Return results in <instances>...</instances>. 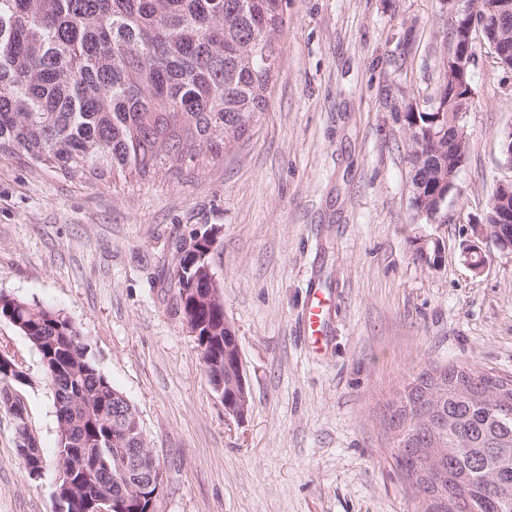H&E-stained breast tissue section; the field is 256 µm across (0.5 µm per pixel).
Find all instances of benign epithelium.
Instances as JSON below:
<instances>
[{
  "label": "benign epithelium",
  "instance_id": "7a95c632",
  "mask_svg": "<svg viewBox=\"0 0 512 512\" xmlns=\"http://www.w3.org/2000/svg\"><path fill=\"white\" fill-rule=\"evenodd\" d=\"M456 38L446 59L445 76L452 80L457 94L456 101L461 105V113L457 120H462L463 113L471 102L474 92L471 86V66L475 61L474 31L487 33L491 29L497 32L491 40L492 50L497 54V63L512 70V41L505 39L512 30V12L503 0H467L464 9L456 13L454 21ZM500 166L512 172V135L508 134L500 140ZM459 171L444 177L437 175V181L429 184L425 198L426 207L422 215L433 221L441 210L447 196L455 189ZM494 206L493 223H486L481 218L471 225V235L462 246V257L465 263L476 273L486 265V255L481 243L490 241L499 250L512 252V242H508L503 234V225H512V177H507L497 184L491 198ZM224 363H209V371L219 375L213 383L219 397L229 392L232 401L224 403L225 411L238 420L246 417L249 411V392L244 375L243 365L238 349L235 332L229 320H224ZM232 361L236 374L226 375L224 364Z\"/></svg>",
  "mask_w": 512,
  "mask_h": 512
}]
</instances>
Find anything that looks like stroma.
<instances>
[{"label": "stroma", "instance_id": "obj_1", "mask_svg": "<svg viewBox=\"0 0 512 512\" xmlns=\"http://www.w3.org/2000/svg\"><path fill=\"white\" fill-rule=\"evenodd\" d=\"M457 0H288L266 106L219 160L140 180H71L0 153V293L61 312L136 408L163 471L155 512H421L396 464L391 407L421 368L512 378V253L464 262L504 172L512 71L484 38L471 68L468 162L436 223L411 205L408 112L434 111ZM208 260L251 409L226 414L175 308L178 238ZM439 242L438 265L422 260ZM326 301L322 345L304 330ZM0 349L45 470L31 480L0 410V512H53L58 422L37 349ZM310 303L308 317L305 324V331L308 340L313 345H318L320 341L319 326L322 319L323 304L325 299L316 288L310 291Z\"/></svg>", "mask_w": 512, "mask_h": 512}]
</instances>
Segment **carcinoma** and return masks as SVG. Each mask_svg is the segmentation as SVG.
I'll list each match as a JSON object with an SVG mask.
<instances>
[{"label":"carcinoma","instance_id":"obj_1","mask_svg":"<svg viewBox=\"0 0 512 512\" xmlns=\"http://www.w3.org/2000/svg\"><path fill=\"white\" fill-rule=\"evenodd\" d=\"M285 24L283 0H0V151L65 178L107 182L148 177L162 167L194 166L222 156L263 111ZM412 185L456 156L448 144L411 151ZM216 244L198 240L182 252L170 283L177 291L209 287L198 273ZM183 312L198 329L205 357L224 354L220 314L187 298ZM0 319L38 350L54 388L59 427L55 502L65 512H97L104 493L118 512H138L119 485L112 443L135 408L100 371L76 326L49 308L0 294ZM426 399L423 423L405 426L404 391L392 406L397 465L422 494L423 512H512V384L486 370L449 365ZM26 373L0 352V409L10 413L18 454L30 478L43 476L38 440L20 417L26 406L11 386ZM141 444L131 449L129 480L143 482ZM437 474L421 488L418 469Z\"/></svg>","mask_w":512,"mask_h":512}]
</instances>
